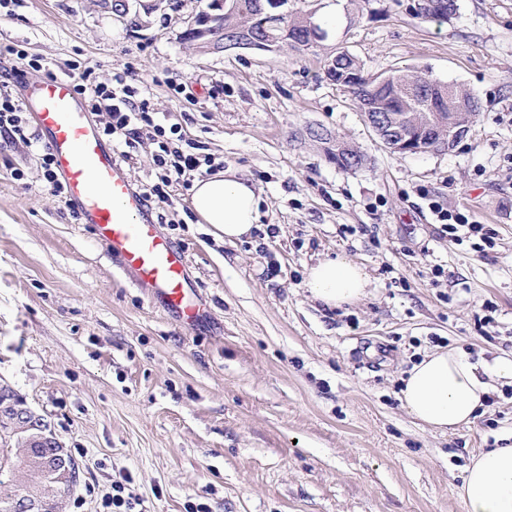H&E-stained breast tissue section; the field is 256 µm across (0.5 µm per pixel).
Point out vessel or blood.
<instances>
[{
  "label": "vessel or blood",
  "instance_id": "b4317fda",
  "mask_svg": "<svg viewBox=\"0 0 512 512\" xmlns=\"http://www.w3.org/2000/svg\"><path fill=\"white\" fill-rule=\"evenodd\" d=\"M22 99L83 223L94 225L113 260L133 273L137 286L150 289L166 312L186 326L202 322L208 311L193 296L184 252L160 234L151 208L73 81L53 76L25 83Z\"/></svg>",
  "mask_w": 512,
  "mask_h": 512
}]
</instances>
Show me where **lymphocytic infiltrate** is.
<instances>
[{"mask_svg": "<svg viewBox=\"0 0 512 512\" xmlns=\"http://www.w3.org/2000/svg\"><path fill=\"white\" fill-rule=\"evenodd\" d=\"M16 57L24 61L27 67L43 71L44 74L71 77L90 112L104 116L102 132L120 147L123 161L134 160V152L142 139L153 141L155 150L148 163L155 170L156 179L143 189L148 200L169 201L171 187L189 186L194 174L201 169L215 170L214 156L198 152L195 143L185 137L180 126L161 124L151 106L149 92L142 88L131 71L113 73L103 82L90 67L77 64L61 67L23 50L17 51ZM0 132L27 145L37 146L39 168L52 195L65 198L66 187L55 171L50 152L47 148L39 147V138L29 114L5 80L0 82Z\"/></svg>", "mask_w": 512, "mask_h": 512, "instance_id": "1", "label": "lymphocytic infiltrate"}]
</instances>
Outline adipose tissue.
I'll use <instances>...</instances> for the list:
<instances>
[{"label":"adipose tissue","mask_w":512,"mask_h":512,"mask_svg":"<svg viewBox=\"0 0 512 512\" xmlns=\"http://www.w3.org/2000/svg\"><path fill=\"white\" fill-rule=\"evenodd\" d=\"M192 209L217 238L233 243L250 237L259 219L260 197L254 187L227 170L195 182ZM368 276L348 260L335 258L311 267L305 286L317 300L340 307L365 294ZM512 379V357L499 358L487 371L461 348L438 349L408 371L400 401L430 429L447 433L472 424L490 400L493 379ZM458 495L465 512H512V445L473 455Z\"/></svg>","instance_id":"ef3b65f1"}]
</instances>
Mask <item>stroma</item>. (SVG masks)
<instances>
[{"mask_svg": "<svg viewBox=\"0 0 512 512\" xmlns=\"http://www.w3.org/2000/svg\"><path fill=\"white\" fill-rule=\"evenodd\" d=\"M125 2L119 18L113 0H5L0 73L9 45L103 80L132 69L166 124L256 185L259 228L229 244L189 191L154 203L213 312L184 329L52 196L32 148L0 135V380L79 463L66 512H105L117 486L134 512H463L468 459L512 444V382L445 434L399 394L426 352L512 353V0H458L441 24L412 0H288L325 32L305 52H203L184 38L198 0ZM342 49L371 74L461 86L480 114L449 151L391 152L326 75ZM340 139L368 164L339 168ZM433 201L492 242L449 240ZM335 257L370 280L339 308L305 286Z\"/></svg>", "mask_w": 512, "mask_h": 512, "instance_id": "obj_1", "label": "stroma"}]
</instances>
